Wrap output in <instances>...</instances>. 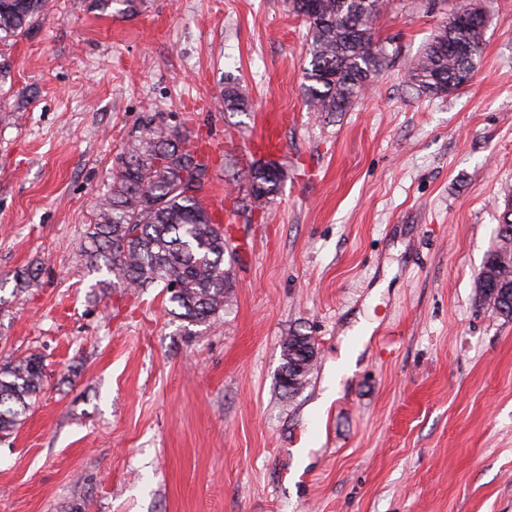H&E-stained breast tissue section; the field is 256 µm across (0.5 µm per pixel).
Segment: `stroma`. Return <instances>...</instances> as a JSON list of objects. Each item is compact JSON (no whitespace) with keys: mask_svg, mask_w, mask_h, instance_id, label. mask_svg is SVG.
<instances>
[{"mask_svg":"<svg viewBox=\"0 0 512 512\" xmlns=\"http://www.w3.org/2000/svg\"><path fill=\"white\" fill-rule=\"evenodd\" d=\"M459 3L387 0L385 66L322 116L286 0H54L0 43V362L46 364L0 438V512H512V320L473 293L512 197V0H477L464 86L428 98L405 78ZM229 74L248 111L219 107ZM151 112L216 152L207 193L234 215L232 302L189 330L161 289L99 287L80 250ZM280 114L287 177L253 209L237 177ZM35 267L40 285L17 291ZM369 311L356 371L315 412ZM295 331L317 361L288 396L276 374Z\"/></svg>","mask_w":512,"mask_h":512,"instance_id":"1","label":"stroma"}]
</instances>
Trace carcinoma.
Listing matches in <instances>:
<instances>
[{
    "label": "carcinoma",
    "mask_w": 512,
    "mask_h": 512,
    "mask_svg": "<svg viewBox=\"0 0 512 512\" xmlns=\"http://www.w3.org/2000/svg\"><path fill=\"white\" fill-rule=\"evenodd\" d=\"M379 0H288V8L307 26L310 68L304 75L307 106L312 112L346 111L363 96L387 58L386 46L374 40L378 12L365 11ZM50 0H0V42L15 40L36 18L49 13ZM485 24L453 13L407 70V84L418 95L443 97L468 82L472 62L459 49L479 54ZM224 111L245 112L248 101L239 83H225ZM210 161L162 112L144 118L120 153L112 183L95 202V223L81 248L91 264L106 271L103 288L134 289L143 294L160 286L176 305L171 313L189 326L205 324L224 311L230 298L233 260L224 225L202 202L210 179ZM286 177L277 163L252 166L243 176L252 206L262 209ZM497 245L512 243V208L500 214ZM483 267L507 277L498 249ZM487 306L512 319V295L488 294ZM281 365L310 373L314 359L301 332L287 336ZM45 367L37 355L0 364V435L17 430L44 389Z\"/></svg>",
    "instance_id": "cac0c4a2"
}]
</instances>
